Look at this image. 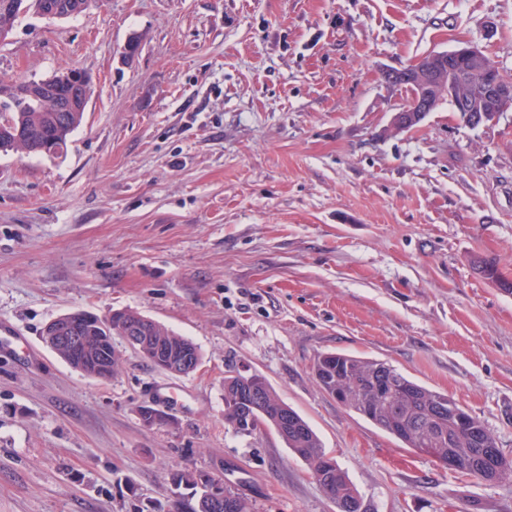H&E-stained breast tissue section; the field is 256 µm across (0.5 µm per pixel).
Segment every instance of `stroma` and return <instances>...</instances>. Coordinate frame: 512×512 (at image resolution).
Masks as SVG:
<instances>
[{
	"mask_svg": "<svg viewBox=\"0 0 512 512\" xmlns=\"http://www.w3.org/2000/svg\"><path fill=\"white\" fill-rule=\"evenodd\" d=\"M139 48L124 58L129 40ZM474 45L512 78V0H91L22 15L0 80L94 78L57 155L0 152V512H172L204 472L254 512H337L271 429L224 422V379L265 377L347 472L364 512H512L487 483L405 447L312 375L381 360L448 394L512 459V108L465 125L448 101L391 133L383 79ZM129 309L192 341V373L113 338L101 380L41 336ZM162 405L172 424H145ZM30 1H36L34 5ZM64 5L50 4L45 1L38 0H29V1H21L16 4V6H20L21 10H27L33 7L34 11L38 15H42L49 18H68L69 16H74L79 13L84 5L81 0H70Z\"/></svg>",
	"mask_w": 512,
	"mask_h": 512,
	"instance_id": "obj_1",
	"label": "stroma"
}]
</instances>
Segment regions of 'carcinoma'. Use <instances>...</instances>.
<instances>
[{
	"mask_svg": "<svg viewBox=\"0 0 512 512\" xmlns=\"http://www.w3.org/2000/svg\"><path fill=\"white\" fill-rule=\"evenodd\" d=\"M0 151H16L25 155L42 153L44 141L55 138L57 150H62L76 130L73 112L53 111L52 99H30L25 103L0 102ZM343 368V384L349 392L343 406L364 418L383 431L398 438L407 448H433L436 453L446 455L453 448L460 460L458 472L483 481L493 482L478 447L469 437L476 434L482 447L496 448L495 435L477 417L457 424L448 418V412L437 410L436 402L444 400L448 406L464 410L448 395L428 389L399 372L392 365L379 360L362 358L344 353H325L314 364L315 378L329 364ZM74 368L100 379H109L108 364L86 360ZM255 381L263 388V401L251 410L262 424L275 427L277 415L285 402L274 392L267 380L254 374ZM293 423L288 439V448L306 461L324 493L338 506V512H362L352 504L360 501L357 489L350 483L344 471L326 482L319 478L320 464L326 454L308 422L294 409H289ZM227 502L234 506L233 512H253L251 503L232 487L225 488Z\"/></svg>",
	"mask_w": 512,
	"mask_h": 512,
	"instance_id": "obj_1",
	"label": "carcinoma"
}]
</instances>
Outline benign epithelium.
<instances>
[{
  "label": "benign epithelium",
  "instance_id": "1",
  "mask_svg": "<svg viewBox=\"0 0 512 512\" xmlns=\"http://www.w3.org/2000/svg\"><path fill=\"white\" fill-rule=\"evenodd\" d=\"M21 9H34L35 13L49 18H67L83 9L82 0H70L64 5L50 4L45 0L35 3L21 0ZM469 65L474 72L484 76V86L478 92L468 90V82L460 74L463 65ZM386 81L392 85L411 90L410 99L393 115L391 127L399 133L417 125L434 109L437 100L445 96L452 101L454 110L465 116L471 126H478L494 121L505 109L512 107V80L501 76L496 63L484 51L474 47H464L448 54L444 51L434 52L420 58L415 64L403 69H387ZM91 82L90 76L78 69L71 68L60 73L53 82L43 80H16L0 84V97L12 102L24 101L35 97H55L56 112H80L83 109V89ZM83 322L94 323V331L110 334V318L92 313H68L47 323L43 329L44 343L52 350L62 348L74 361H83L92 353L90 337L82 335ZM152 320L139 316L125 323L122 339L135 351L150 345L153 348L156 367L172 372H190L198 366L192 348L176 340H165L150 335ZM237 399L241 403L233 419L236 427H252L253 418L250 408L260 400L250 374L238 377ZM141 420L147 424L173 423V419L163 410L152 405L139 409ZM200 485L206 486V493L198 500V509L211 512L224 507V488L222 479L208 474L201 477Z\"/></svg>",
  "mask_w": 512,
  "mask_h": 512
}]
</instances>
